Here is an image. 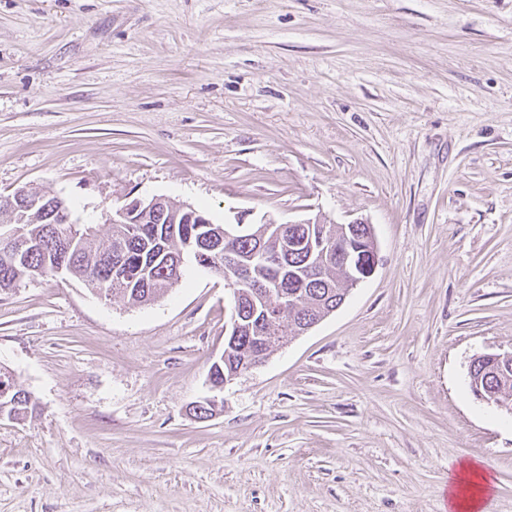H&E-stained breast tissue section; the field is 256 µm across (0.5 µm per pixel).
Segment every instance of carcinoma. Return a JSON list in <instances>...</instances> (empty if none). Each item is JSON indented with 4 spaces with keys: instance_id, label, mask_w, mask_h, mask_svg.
Here are the masks:
<instances>
[{
    "instance_id": "cac0c4a2",
    "label": "carcinoma",
    "mask_w": 512,
    "mask_h": 512,
    "mask_svg": "<svg viewBox=\"0 0 512 512\" xmlns=\"http://www.w3.org/2000/svg\"><path fill=\"white\" fill-rule=\"evenodd\" d=\"M209 230L206 224H169L160 212L132 228L126 224H112L104 235L80 237L68 251L57 236V227L52 220L34 214L25 224L32 246L17 259L0 254V293L14 290L36 271L48 276L53 274L61 255L66 253L68 260L64 274L81 281L92 291L98 286L107 264H125L128 277L121 283L112 284L110 298H120L131 306L147 305L180 282L185 268L181 259L188 252L187 242ZM308 230V224H281L277 228L250 224L245 236L228 241L224 246L246 260L258 248L271 253L282 252L291 239ZM374 237L370 224H347L339 248L350 247L356 238L372 246ZM308 265L307 254L290 252L280 269L255 268V278L278 284L285 306L275 310L273 316L262 319L253 316V304L249 299L241 301L246 322L242 324L240 336L234 344L224 342V360L212 363L207 374V378L219 386L214 395L222 393L220 385L224 384V378L246 365L254 349H260L268 358L282 347L287 337L294 335L296 328L304 323L319 322L336 311L348 293L345 285L351 281L353 271L333 261L326 266L322 277L305 283L303 271ZM471 364L481 388L512 407V359H500L494 353L476 354ZM35 410V402L21 388L16 387L6 398H0V412L15 421L26 420Z\"/></svg>"
}]
</instances>
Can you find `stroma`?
<instances>
[{
	"instance_id": "stroma-1",
	"label": "stroma",
	"mask_w": 512,
	"mask_h": 512,
	"mask_svg": "<svg viewBox=\"0 0 512 512\" xmlns=\"http://www.w3.org/2000/svg\"><path fill=\"white\" fill-rule=\"evenodd\" d=\"M77 216L165 196L215 223L372 224L379 263L306 334L190 408L224 279L131 308L83 284L0 295V512H448L480 459L512 512V0H0V195ZM497 356L494 353L473 355L470 363L474 366V378L479 380L483 390L496 395L512 410V359L504 357L498 360ZM7 374L9 373L0 370V392L3 395H6L11 390L8 383L4 382V378L9 380V377H11L10 374L8 376ZM13 385L14 389L9 392L6 398L1 399L0 397V413L3 411L5 417L12 418L15 421H25L28 417H32L36 410V404L24 389L16 386L14 381Z\"/></svg>"
}]
</instances>
